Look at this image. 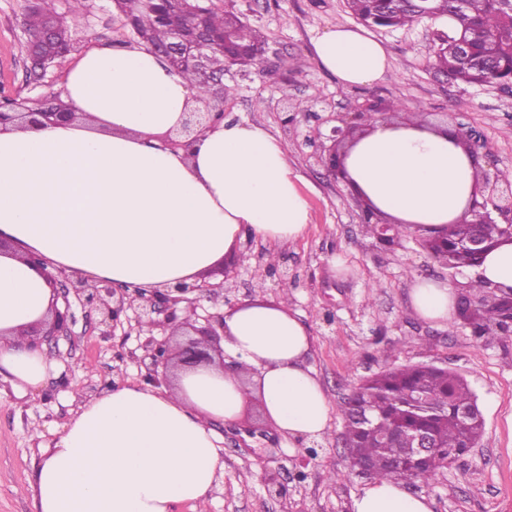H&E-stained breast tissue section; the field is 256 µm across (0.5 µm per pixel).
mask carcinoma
I'll use <instances>...</instances> for the list:
<instances>
[{
    "instance_id": "1",
    "label": "carcinoma",
    "mask_w": 512,
    "mask_h": 512,
    "mask_svg": "<svg viewBox=\"0 0 512 512\" xmlns=\"http://www.w3.org/2000/svg\"><path fill=\"white\" fill-rule=\"evenodd\" d=\"M124 25L131 35L150 46L165 45L173 40L172 23L202 12L205 27L225 35L240 46L251 47L266 42L242 20V13L218 11L202 0H171L158 9L147 0H113ZM347 6L358 20L378 28L398 29L422 16V8L434 17L447 16L456 21L451 35L468 44L482 47L489 65L479 72L463 59L453 45H441L436 52L437 65L448 70L453 80L475 84L492 72L499 76L512 74V4L507 0H465V8L457 11L455 0H394L380 5L373 0H347ZM56 0H40L29 11L28 30L37 33L56 16ZM180 73L201 92V100L212 95V89L192 68ZM463 226L450 224L427 240V249L439 262L461 270L477 263L476 257L456 244ZM508 299L492 289L472 286L460 292L459 319L477 333L476 339L503 342L508 339L501 322L500 307ZM477 406L475 395L466 381L444 367L430 364H406L381 370L362 381L340 406L345 424V437L350 444L349 469L338 474L346 478L359 468L370 478L407 482L416 479L430 485L437 480L440 468L419 457L407 458L399 436L424 433L433 439L439 454L460 457L482 434L483 422L464 419L463 409Z\"/></svg>"
}]
</instances>
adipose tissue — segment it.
Segmentation results:
<instances>
[{"mask_svg": "<svg viewBox=\"0 0 512 512\" xmlns=\"http://www.w3.org/2000/svg\"><path fill=\"white\" fill-rule=\"evenodd\" d=\"M319 65L345 87L389 67L365 29L340 26L314 44ZM62 100L77 121L0 131V375L36 391L56 369L19 333L53 301L48 274L152 290L191 282L250 236L279 247L310 221L286 144L264 126L225 120L190 151L172 150L199 92L150 46L101 44L70 70ZM345 175L375 213L429 234L471 219L480 173L459 137L420 116L371 119L343 158ZM39 254L43 268L23 262ZM464 285L512 288V238L500 237ZM458 292L414 279L423 319L447 323ZM309 325L286 302L246 300L224 311V352L235 368L199 367L158 387L115 386L86 400L54 434L30 490L37 512H170L205 503L224 474L216 422L238 419L256 398L272 432L321 438L333 406L309 364ZM352 512H432L402 483L372 480Z\"/></svg>", "mask_w": 512, "mask_h": 512, "instance_id": "obj_1", "label": "adipose tissue"}]
</instances>
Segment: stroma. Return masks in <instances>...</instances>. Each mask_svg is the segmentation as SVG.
Returning a JSON list of instances; mask_svg holds the SVG:
<instances>
[{
	"label": "stroma",
	"instance_id": "stroma-1",
	"mask_svg": "<svg viewBox=\"0 0 512 512\" xmlns=\"http://www.w3.org/2000/svg\"><path fill=\"white\" fill-rule=\"evenodd\" d=\"M211 5L241 11L280 51L282 77L256 67L231 68L224 77V116L262 123L287 144L310 224L301 240L280 247L276 262L258 259L263 244L257 240L247 262L213 266L205 279L223 284L224 291L199 297L197 313H220L226 302L245 298H288L315 338L310 363L334 411L300 483L291 476L304 441L291 444L279 436L242 448L225 438L224 474L210 491L205 512H351L367 480L346 473L339 408L361 379L412 363L461 374L477 397L484 431L434 484H411L408 492L426 496L432 512H512V340L487 344L457 320L439 324L419 317L411 307L413 279H447V267L427 255L416 233L404 232L394 248L380 246L343 179L315 158L320 134L330 129L329 116L347 117L376 100L386 104V119L401 121L419 112L431 123L476 132L498 172L512 173V92L444 81L431 44L433 19L394 31L373 29L387 50L390 70L373 85L345 87L318 66L312 50L325 31L355 26L346 0H212ZM56 8L82 48L133 41L116 12L74 14L66 0H58ZM25 14L26 0H0V98L32 106L61 91L76 57L56 60L45 77L31 73ZM333 261L341 264V273L329 272ZM69 301L72 336L45 349L57 364L55 376L36 392L15 391L0 377V512H35L29 484L55 431L76 415L83 399L118 384H145L151 367L144 336L126 334L121 326L102 336L97 312L77 295ZM271 480L287 484L286 497L269 495Z\"/></svg>",
	"mask_w": 512,
	"mask_h": 512
}]
</instances>
